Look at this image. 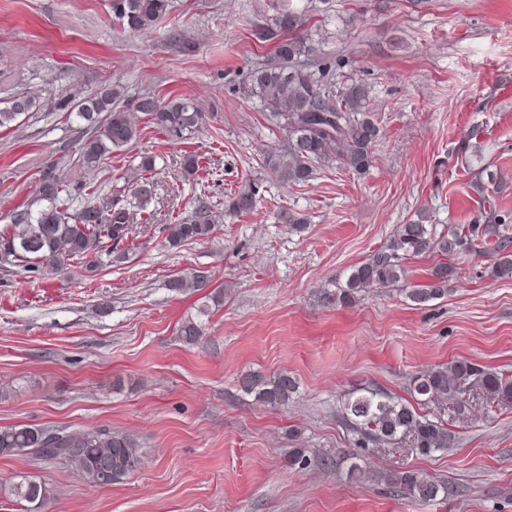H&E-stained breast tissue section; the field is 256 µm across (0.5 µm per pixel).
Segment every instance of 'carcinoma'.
<instances>
[{"instance_id": "cac0c4a2", "label": "carcinoma", "mask_w": 512, "mask_h": 512, "mask_svg": "<svg viewBox=\"0 0 512 512\" xmlns=\"http://www.w3.org/2000/svg\"><path fill=\"white\" fill-rule=\"evenodd\" d=\"M110 7L112 21L123 30L145 32L167 15L171 0H111ZM307 12L305 0H282L274 17L255 24L256 37L273 42L274 56L252 72L253 89L263 109L270 111L286 134L281 146L263 155L262 170L264 179L283 185H304L321 165L330 162L345 172L364 175L373 165L374 147L380 139L368 86L352 79L338 86L327 79L325 68L316 65L313 39L304 32ZM122 97L118 86L108 83L74 103L70 115L86 125V140L75 164L88 180L71 182L65 167L57 162L43 167L33 205L0 230L1 268L19 267L40 277L65 273L80 264L92 272L103 257H112L109 242L126 236L133 213L95 203V174L107 156L140 136V129L118 106ZM41 107L43 103L34 94L12 96L0 107V129L11 127L21 116ZM137 108L148 124L173 141L196 133L203 122L196 103L184 97L160 101L146 96L137 102ZM132 194L137 210L146 212L153 200V182L142 179L135 183ZM258 195L259 184L248 181L228 196L224 212L249 214L257 206ZM481 208L484 222L450 225L443 234L420 221L398 225L390 241L355 266L345 282L322 289L321 302L352 306L369 288L401 284L406 297L423 306L446 294L448 281L458 273L459 256L478 247L497 256L492 277L512 275V217L498 214L492 193H482ZM218 222L219 217L200 199L188 216L166 225V243L176 248L187 241L207 240ZM425 253H436L441 260L429 271L426 282L407 286L404 260ZM167 287L177 294H202L211 287V278L204 271L191 269L171 278ZM208 314L204 304L196 315L180 322L177 336L184 344L201 343ZM468 385L477 387L493 404L512 406V375L458 359L417 375L413 403L382 391H368L348 396L341 415L365 439L397 444L407 438L419 453L429 455L446 450L450 444L445 412L452 411L453 420L467 417L469 401L461 396ZM241 389L261 405L279 409L288 406L297 392V382L286 371L248 373L241 378ZM431 402L439 406V413L417 410ZM0 454L65 460L94 486L104 485L108 472L122 479L143 465L136 437L106 428L73 432L66 427L0 426ZM377 478L399 493L426 502L448 492L445 483L412 470L380 473ZM0 496L15 500L23 512H44L50 490L35 476L18 475L13 481L0 483Z\"/></svg>"}]
</instances>
